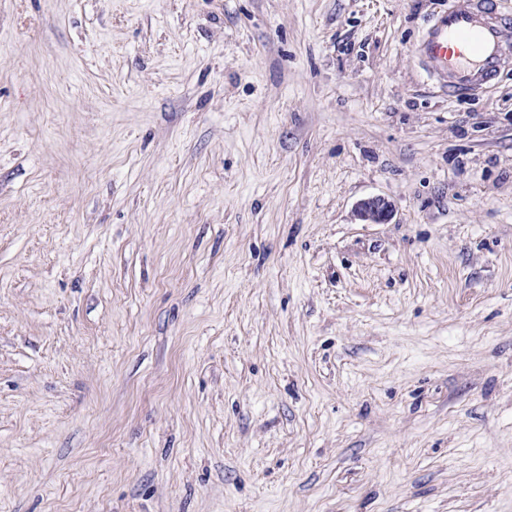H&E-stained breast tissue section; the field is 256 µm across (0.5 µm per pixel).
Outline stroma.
<instances>
[{
  "label": "stroma",
  "mask_w": 512,
  "mask_h": 512,
  "mask_svg": "<svg viewBox=\"0 0 512 512\" xmlns=\"http://www.w3.org/2000/svg\"><path fill=\"white\" fill-rule=\"evenodd\" d=\"M447 8L0 0V512H512V68L449 97ZM358 218L366 224H387L394 215L391 202L382 196L361 199L356 204Z\"/></svg>",
  "instance_id": "stroma-1"
}]
</instances>
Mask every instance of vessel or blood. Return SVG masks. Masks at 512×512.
Returning <instances> with one entry per match:
<instances>
[{
  "label": "vessel or blood",
  "mask_w": 512,
  "mask_h": 512,
  "mask_svg": "<svg viewBox=\"0 0 512 512\" xmlns=\"http://www.w3.org/2000/svg\"><path fill=\"white\" fill-rule=\"evenodd\" d=\"M415 53L450 96L469 95L512 62V18L499 14L494 0H450Z\"/></svg>",
  "instance_id": "vessel-or-blood-1"
}]
</instances>
